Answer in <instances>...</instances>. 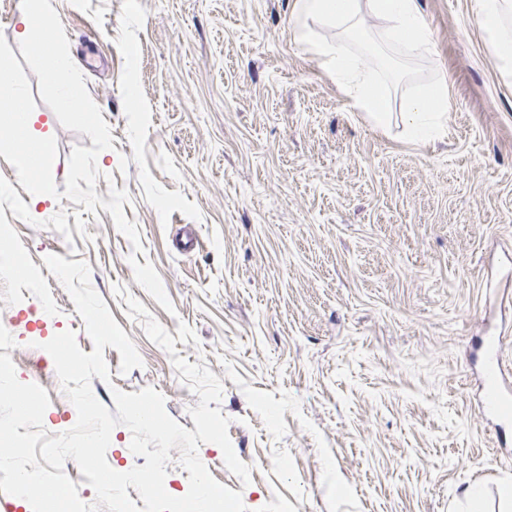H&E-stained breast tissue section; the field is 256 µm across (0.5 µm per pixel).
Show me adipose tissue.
<instances>
[{"instance_id": "1", "label": "adipose tissue", "mask_w": 512, "mask_h": 512, "mask_svg": "<svg viewBox=\"0 0 512 512\" xmlns=\"http://www.w3.org/2000/svg\"><path fill=\"white\" fill-rule=\"evenodd\" d=\"M293 14L300 39L319 58L325 73L376 127L386 128L396 117L390 103L373 73L359 65L342 40L360 32L366 19L375 18L384 22L389 41L412 51L428 49L430 33L417 0H293ZM475 17L490 32L502 61L511 64L512 0H476ZM317 24L337 30L339 39L318 37L313 30ZM449 107L448 86L438 80L408 100L397 117L413 139L433 142L441 137Z\"/></svg>"}]
</instances>
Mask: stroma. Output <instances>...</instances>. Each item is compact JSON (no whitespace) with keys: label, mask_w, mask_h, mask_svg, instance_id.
Masks as SVG:
<instances>
[{"label":"stroma","mask_w":512,"mask_h":512,"mask_svg":"<svg viewBox=\"0 0 512 512\" xmlns=\"http://www.w3.org/2000/svg\"><path fill=\"white\" fill-rule=\"evenodd\" d=\"M431 34L421 54L386 43L368 19L352 55L407 65L382 77L394 112L448 82L445 137L410 140L374 127L296 33L292 0H50L70 55L111 128L96 192L125 190L144 256L175 311L134 280L129 239L111 214L69 199L37 201L0 155V354L21 382L44 387L48 437L72 428L44 342L71 330L92 341L67 290L44 263L54 253L90 267L93 288L134 342L142 367L92 390L154 387L187 430L195 395L169 354L115 296L124 286L176 334L179 356L224 385L220 409L242 484L221 449L200 460L240 492L249 512L282 494L298 512H466L479 483L490 512L512 482V445L477 407L470 367L493 337L512 380V72L476 22L474 0H417ZM36 110L57 140L64 187L74 146L89 136ZM198 249H184L187 232Z\"/></svg>","instance_id":"35a3bbf8"}]
</instances>
